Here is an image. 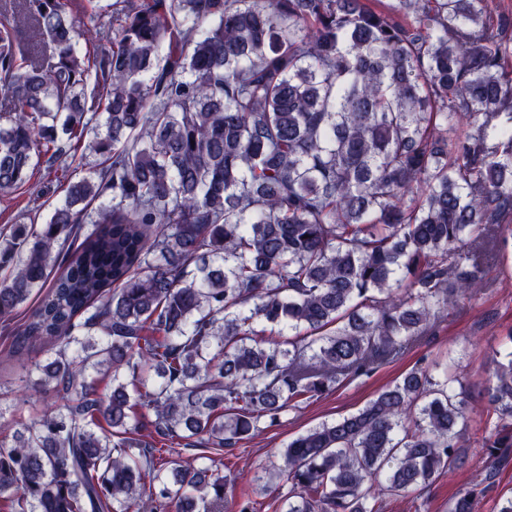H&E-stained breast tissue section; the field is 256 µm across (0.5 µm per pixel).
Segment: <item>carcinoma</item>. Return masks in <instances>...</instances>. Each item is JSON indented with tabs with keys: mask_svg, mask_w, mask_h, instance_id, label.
Returning <instances> with one entry per match:
<instances>
[{
	"mask_svg": "<svg viewBox=\"0 0 512 512\" xmlns=\"http://www.w3.org/2000/svg\"><path fill=\"white\" fill-rule=\"evenodd\" d=\"M0 0V192L66 186L0 237V319L65 404L0 440L10 512H251L137 437L231 448L372 375L512 223V10L496 0ZM94 163L86 162L87 156ZM492 455L512 453V351ZM112 373V389L88 370ZM413 368L289 441L286 512H384L461 453ZM448 512H475L474 491Z\"/></svg>",
	"mask_w": 512,
	"mask_h": 512,
	"instance_id": "1",
	"label": "carcinoma"
}]
</instances>
